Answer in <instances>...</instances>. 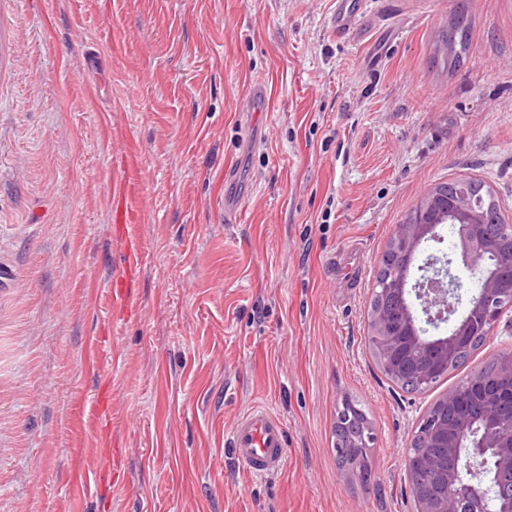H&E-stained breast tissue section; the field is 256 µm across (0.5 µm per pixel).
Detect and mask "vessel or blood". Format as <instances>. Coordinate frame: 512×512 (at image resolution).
I'll list each match as a JSON object with an SVG mask.
<instances>
[{
	"instance_id": "1",
	"label": "vessel or blood",
	"mask_w": 512,
	"mask_h": 512,
	"mask_svg": "<svg viewBox=\"0 0 512 512\" xmlns=\"http://www.w3.org/2000/svg\"><path fill=\"white\" fill-rule=\"evenodd\" d=\"M369 0H336L333 26L337 32L354 30L364 17ZM142 255L136 242H127L124 250L123 276L114 278L109 285L113 304L127 306L133 302L128 286V277L137 272ZM231 446L253 477H263L277 472L285 464L286 429L281 418L266 407L254 406L235 424L231 435Z\"/></svg>"
}]
</instances>
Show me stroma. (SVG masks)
Here are the masks:
<instances>
[{
	"label": "stroma",
	"instance_id": "obj_1",
	"mask_svg": "<svg viewBox=\"0 0 512 512\" xmlns=\"http://www.w3.org/2000/svg\"><path fill=\"white\" fill-rule=\"evenodd\" d=\"M334 9L0 0V512H413L412 432L462 374L423 394L388 380L374 276L449 179L485 182L512 224V0H372L349 35ZM347 396L374 433L365 482L336 463ZM97 402L101 439L79 414ZM256 405L287 438L262 479L230 446ZM85 470L117 478L83 497ZM142 262V255L139 246L134 241L127 242L124 250L123 268L124 275L114 277L109 284V294L112 298V306H129L133 302L131 288H128V278L137 272Z\"/></svg>",
	"mask_w": 512,
	"mask_h": 512
}]
</instances>
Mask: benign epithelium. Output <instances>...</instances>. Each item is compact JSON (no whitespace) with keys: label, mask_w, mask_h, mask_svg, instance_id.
Returning a JSON list of instances; mask_svg holds the SVG:
<instances>
[{"label":"benign epithelium","mask_w":512,"mask_h":512,"mask_svg":"<svg viewBox=\"0 0 512 512\" xmlns=\"http://www.w3.org/2000/svg\"><path fill=\"white\" fill-rule=\"evenodd\" d=\"M437 223L458 225L455 257L418 265L419 248L434 236ZM480 228L479 214L459 190L437 215L424 210L419 223L402 225L401 240L384 252L398 272L389 291L400 300L395 325L373 318L387 372L397 373L414 352L426 349L431 360L423 377L429 381L477 338L494 335L504 309L512 307V283L485 273L487 253H495L511 276L512 253L476 244ZM456 257L478 279L476 291L465 299L461 283L444 273ZM497 364L494 375L473 372L443 394L451 410L447 420L429 410L415 429L406 450L407 476L424 469L432 484L428 491L413 493L415 512H469L455 488L475 481L477 509L512 512V355L497 358Z\"/></svg>","instance_id":"7a95c632"}]
</instances>
